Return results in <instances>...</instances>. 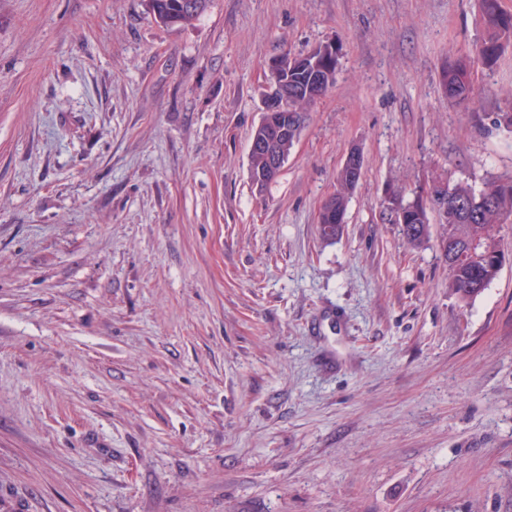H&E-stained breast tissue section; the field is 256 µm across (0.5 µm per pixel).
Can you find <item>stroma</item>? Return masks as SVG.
Wrapping results in <instances>:
<instances>
[{"instance_id":"35a3bbf8","label":"stroma","mask_w":512,"mask_h":512,"mask_svg":"<svg viewBox=\"0 0 512 512\" xmlns=\"http://www.w3.org/2000/svg\"><path fill=\"white\" fill-rule=\"evenodd\" d=\"M478 0H0V512H512L509 258L448 289L388 191L512 176V42L446 96ZM335 44L278 178L276 58ZM342 234L317 215L351 148ZM149 13L165 26H183L198 19L210 0H146Z\"/></svg>"}]
</instances>
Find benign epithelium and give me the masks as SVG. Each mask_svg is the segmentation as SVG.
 Returning a JSON list of instances; mask_svg holds the SVG:
<instances>
[{
  "mask_svg": "<svg viewBox=\"0 0 512 512\" xmlns=\"http://www.w3.org/2000/svg\"><path fill=\"white\" fill-rule=\"evenodd\" d=\"M310 56L295 57L290 61L276 59L271 64L272 74L280 75L288 67H303L308 64ZM288 111V85L273 80L263 98L262 119L251 139L250 152L264 155L265 169L250 171V177L257 187L263 188L272 182L282 170L288 157V121L301 122L300 115H285Z\"/></svg>",
  "mask_w": 512,
  "mask_h": 512,
  "instance_id": "obj_1",
  "label": "benign epithelium"
}]
</instances>
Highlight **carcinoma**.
I'll return each mask as SVG.
<instances>
[{
    "instance_id": "1",
    "label": "carcinoma",
    "mask_w": 512,
    "mask_h": 512,
    "mask_svg": "<svg viewBox=\"0 0 512 512\" xmlns=\"http://www.w3.org/2000/svg\"><path fill=\"white\" fill-rule=\"evenodd\" d=\"M210 0H146L149 13L165 26H183L198 19ZM482 36L472 54L448 57L443 86L449 99L469 105L475 94V72L490 68L500 58L503 46L512 41V14L501 9L499 0H479ZM318 58L316 68L290 71L284 76L288 83L291 105L306 112L333 85L338 66V52L333 43L312 49ZM335 195L341 204L322 205L318 218L319 235L324 241L336 239V228L345 223L347 203L358 182H348L343 173L337 176ZM495 192L488 206L480 202L486 190ZM448 202L436 207L445 226L453 228L464 258L448 265V288L462 302L478 297L497 277L504 255L494 231L512 219V177L498 179L477 190L473 186L450 181L446 183ZM388 205L395 223L402 225L407 242L420 246L430 237L428 207L415 206L399 194L388 196Z\"/></svg>"
}]
</instances>
